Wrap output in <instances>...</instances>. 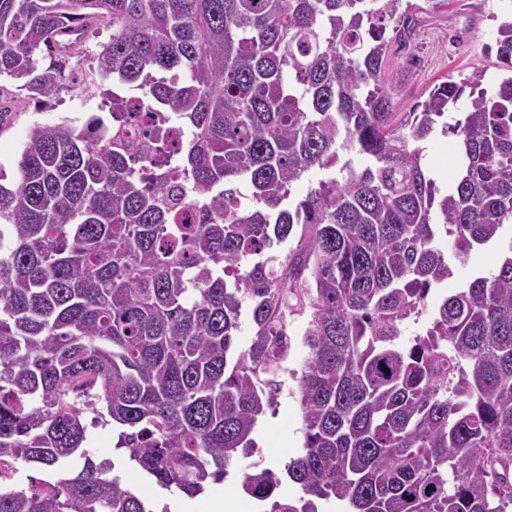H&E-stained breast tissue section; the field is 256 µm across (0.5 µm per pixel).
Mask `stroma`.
Masks as SVG:
<instances>
[{"label":"stroma","instance_id":"stroma-1","mask_svg":"<svg viewBox=\"0 0 512 512\" xmlns=\"http://www.w3.org/2000/svg\"><path fill=\"white\" fill-rule=\"evenodd\" d=\"M503 0H401L397 15L387 21V39L391 41L388 61L389 87L397 109L411 111L424 103L435 85L447 79L462 80L480 74L484 86H491L512 70L490 51L492 33L502 16ZM409 25L407 38L396 39L394 30ZM79 103L62 99L49 107L24 100L15 82L0 80V117L7 128L0 132V172L13 176L16 156L35 124H54L80 114ZM423 165L440 188H447L453 176L454 140L435 131L425 143ZM292 347L276 379L280 389L272 411L260 418L253 437L262 453L259 458H244L241 468L253 463L282 473L284 465L303 445L302 414L297 394V371L307 349L303 344L304 320L287 319ZM87 448L96 461H116L122 482L128 483L139 496L160 512L170 503L171 512H208L210 497L237 494V485L225 481L209 485L195 498L162 490L138 468L119 463L115 449L117 434L108 425L88 430Z\"/></svg>","mask_w":512,"mask_h":512}]
</instances>
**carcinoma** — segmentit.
Instances as JSON below:
<instances>
[{"mask_svg": "<svg viewBox=\"0 0 512 512\" xmlns=\"http://www.w3.org/2000/svg\"><path fill=\"white\" fill-rule=\"evenodd\" d=\"M399 2L0 0V78L46 107L79 67L103 100L81 126L35 125L0 183V460L62 474L0 486V512H153L88 455V408L159 487L223 481L256 448L289 314L308 348L285 466L303 512L512 508V75L450 78L395 111ZM95 24L112 34L93 52ZM493 42L512 69V12ZM438 123L457 153L443 194L418 146ZM315 168L335 176L291 201ZM299 224L279 272L271 250ZM483 247L497 266L429 304ZM280 485L242 474L271 512Z\"/></svg>", "mask_w": 512, "mask_h": 512, "instance_id": "carcinoma-1", "label": "carcinoma"}]
</instances>
